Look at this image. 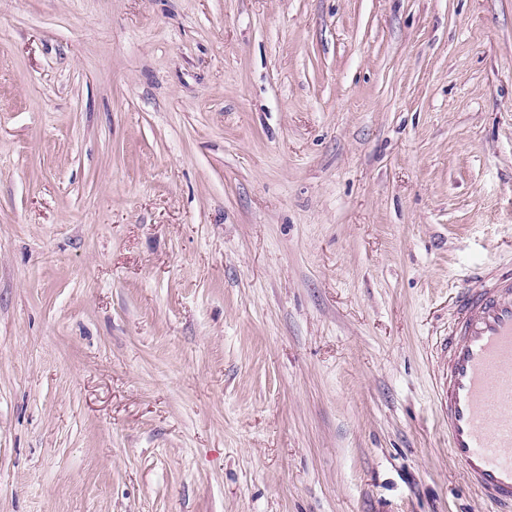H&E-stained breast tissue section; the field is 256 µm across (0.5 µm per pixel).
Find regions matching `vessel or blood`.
Segmentation results:
<instances>
[{
    "label": "vessel or blood",
    "instance_id": "1",
    "mask_svg": "<svg viewBox=\"0 0 512 512\" xmlns=\"http://www.w3.org/2000/svg\"><path fill=\"white\" fill-rule=\"evenodd\" d=\"M457 290L448 328V451L494 512H512V267Z\"/></svg>",
    "mask_w": 512,
    "mask_h": 512
}]
</instances>
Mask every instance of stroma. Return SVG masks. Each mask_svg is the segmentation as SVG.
<instances>
[{
    "instance_id": "35a3bbf8",
    "label": "stroma",
    "mask_w": 512,
    "mask_h": 512,
    "mask_svg": "<svg viewBox=\"0 0 512 512\" xmlns=\"http://www.w3.org/2000/svg\"><path fill=\"white\" fill-rule=\"evenodd\" d=\"M510 263L512 0H0V512H493ZM458 288L448 327V451L497 512L512 510V267Z\"/></svg>"
}]
</instances>
